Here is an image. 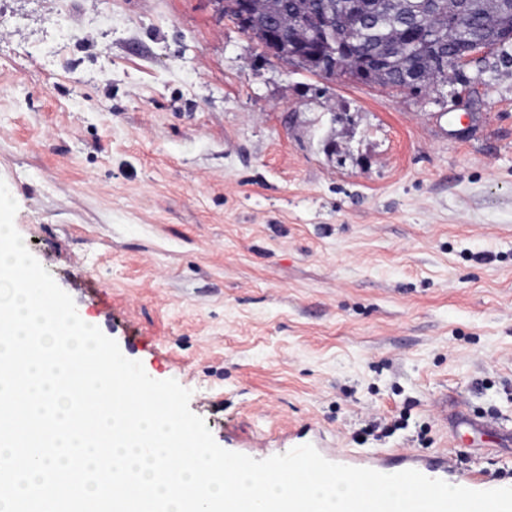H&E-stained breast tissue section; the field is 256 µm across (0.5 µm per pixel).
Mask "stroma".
<instances>
[{
	"mask_svg": "<svg viewBox=\"0 0 512 512\" xmlns=\"http://www.w3.org/2000/svg\"><path fill=\"white\" fill-rule=\"evenodd\" d=\"M466 73L327 79L224 0H0V179L78 313L221 447L444 449L512 484V58Z\"/></svg>",
	"mask_w": 512,
	"mask_h": 512,
	"instance_id": "obj_1",
	"label": "stroma"
}]
</instances>
